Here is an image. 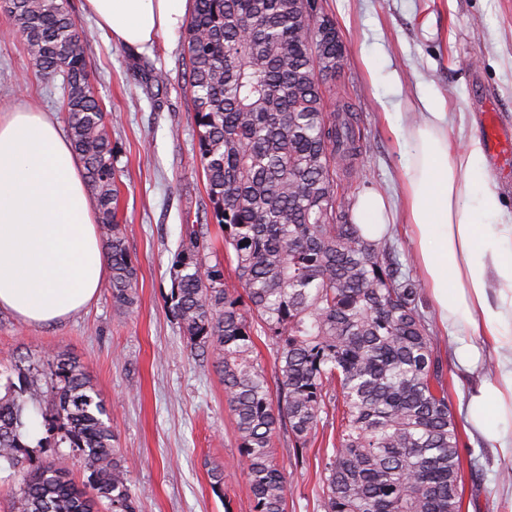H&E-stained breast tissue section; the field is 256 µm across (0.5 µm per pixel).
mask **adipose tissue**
<instances>
[{
	"label": "adipose tissue",
	"mask_w": 512,
	"mask_h": 512,
	"mask_svg": "<svg viewBox=\"0 0 512 512\" xmlns=\"http://www.w3.org/2000/svg\"><path fill=\"white\" fill-rule=\"evenodd\" d=\"M184 0H84V11L124 46L141 49L177 30ZM406 147V222L443 329L486 342L496 373L470 396L465 417L491 448L512 455V212L485 177L481 142L448 139L446 101L420 99ZM355 222L368 240L390 233L384 197L360 195ZM107 257L98 204L81 158L53 113H0V311L34 326L63 322L100 291Z\"/></svg>",
	"instance_id": "obj_1"
}]
</instances>
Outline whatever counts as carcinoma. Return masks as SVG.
<instances>
[{"label": "carcinoma", "mask_w": 512, "mask_h": 512, "mask_svg": "<svg viewBox=\"0 0 512 512\" xmlns=\"http://www.w3.org/2000/svg\"><path fill=\"white\" fill-rule=\"evenodd\" d=\"M8 12L37 69L62 77L70 137L98 197L112 301L130 308L137 273L116 220L117 156L88 77L87 33L68 0H9ZM184 48L210 223L224 229L236 266L207 264L206 233L189 231L171 299L191 346L218 350L253 512H286L275 432L287 426L304 454L329 403L341 418L324 512H461L460 436L419 307L423 284L402 272L395 249L361 236L336 191L359 151L350 107L327 110L328 78L345 65L336 27L315 0H194ZM257 323L275 348L272 383L254 356ZM42 365H14L19 384L0 397V461L18 469L13 509L138 512L86 369L53 356L46 391ZM48 394L45 444L79 452L80 486L63 457L35 462L22 441L26 408Z\"/></svg>", "instance_id": "1"}]
</instances>
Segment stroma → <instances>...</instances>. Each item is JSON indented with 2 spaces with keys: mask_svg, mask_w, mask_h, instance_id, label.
Wrapping results in <instances>:
<instances>
[{
  "mask_svg": "<svg viewBox=\"0 0 512 512\" xmlns=\"http://www.w3.org/2000/svg\"><path fill=\"white\" fill-rule=\"evenodd\" d=\"M69 5L90 34L88 70L110 118L118 153V218L137 268V302L116 308L104 287L87 310L43 327L0 311V385L17 381L12 362L68 354L86 367L111 414L115 446L131 466L140 512H253L217 352L191 347L170 299L187 223L204 219L209 209L195 158L183 36L161 35L145 49L128 48L83 14L81 0ZM319 5L342 41L345 66L336 84L358 117L362 145L354 174L340 176L337 191L352 199L368 190L385 196L398 220L388 241L398 246L404 271L420 278L410 227L401 221L404 157L393 128L406 124L422 94L437 93L453 114L451 143L481 136L491 110L499 114L503 136L512 140V0H319ZM368 57L377 60L376 72L366 68ZM153 68L166 72L164 85L146 81ZM60 96L59 81L38 71L12 19L0 11V110L24 102L57 112ZM431 332L462 441L461 512H512V496L499 478L512 457L496 454L471 431L464 413L473 389L492 377L493 369L484 360L475 368L468 365L476 337L462 331L447 335L436 324ZM333 435L332 427H325L300 469L291 436L278 430L274 448L288 484L286 512H324L320 474ZM217 464L224 468L218 493L210 479Z\"/></svg>",
  "mask_w": 512,
  "mask_h": 512,
  "instance_id": "stroma-1",
  "label": "stroma"
}]
</instances>
